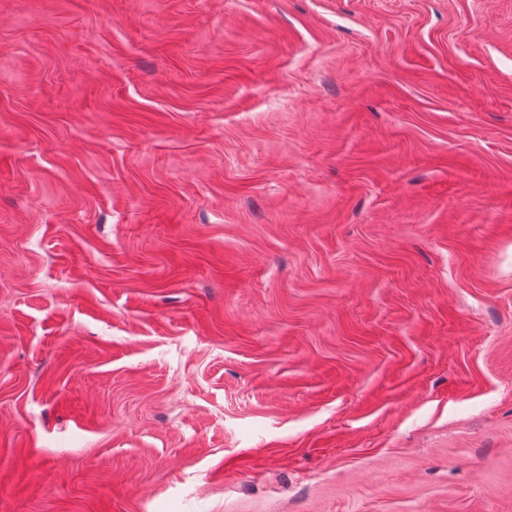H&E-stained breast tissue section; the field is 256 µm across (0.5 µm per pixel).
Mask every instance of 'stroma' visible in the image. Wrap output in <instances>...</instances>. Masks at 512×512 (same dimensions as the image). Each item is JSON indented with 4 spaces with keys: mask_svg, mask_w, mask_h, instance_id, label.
I'll use <instances>...</instances> for the list:
<instances>
[{
    "mask_svg": "<svg viewBox=\"0 0 512 512\" xmlns=\"http://www.w3.org/2000/svg\"><path fill=\"white\" fill-rule=\"evenodd\" d=\"M0 512H512V0H0Z\"/></svg>",
    "mask_w": 512,
    "mask_h": 512,
    "instance_id": "stroma-1",
    "label": "stroma"
}]
</instances>
